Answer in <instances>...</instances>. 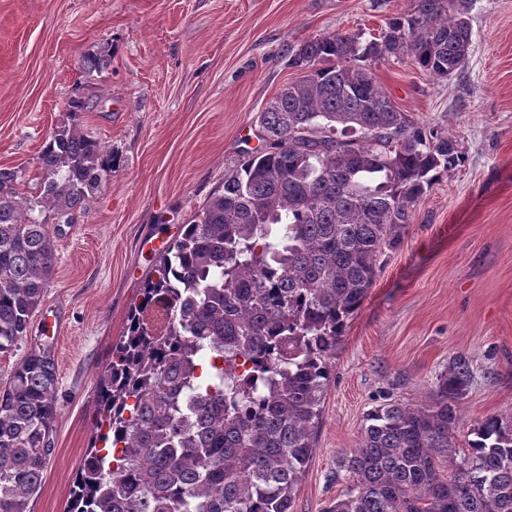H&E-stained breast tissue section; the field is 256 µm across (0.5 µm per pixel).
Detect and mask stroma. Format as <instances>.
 <instances>
[{
    "mask_svg": "<svg viewBox=\"0 0 512 512\" xmlns=\"http://www.w3.org/2000/svg\"><path fill=\"white\" fill-rule=\"evenodd\" d=\"M413 0H0V168L38 174L47 136L87 102L84 130L117 165L63 225L57 262L26 341L0 358L7 379L30 346L58 368L54 451L31 512H63L103 422L101 370L158 253L258 145L257 114L298 76L302 40L347 31L377 39ZM468 66L446 80L409 56L374 62L395 104L454 135L464 160L417 202L384 249L360 310L336 345L315 453L294 512H323L349 481L337 461L366 414L426 402L455 355L474 379L460 402L459 446L489 416L512 419V0H475ZM105 64L87 70L86 58Z\"/></svg>",
    "mask_w": 512,
    "mask_h": 512,
    "instance_id": "obj_1",
    "label": "stroma"
}]
</instances>
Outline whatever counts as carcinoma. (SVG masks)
Wrapping results in <instances>:
<instances>
[{"mask_svg":"<svg viewBox=\"0 0 512 512\" xmlns=\"http://www.w3.org/2000/svg\"><path fill=\"white\" fill-rule=\"evenodd\" d=\"M473 0H414L366 44L354 33L290 51L299 77L257 116L261 146L224 173L160 255L101 375L108 415L65 512H293L347 320L412 211L462 163L453 137L399 109L371 62L408 55L446 79L468 63ZM86 103L38 154L37 194L0 169V357L27 336L73 223L116 165L82 128ZM473 380L457 355L430 404L366 414L339 469L352 481L324 512H512V420L489 416L457 444ZM52 343L0 382V512H30L52 455ZM110 445L102 453L96 443Z\"/></svg>","mask_w":512,"mask_h":512,"instance_id":"carcinoma-1","label":"carcinoma"}]
</instances>
